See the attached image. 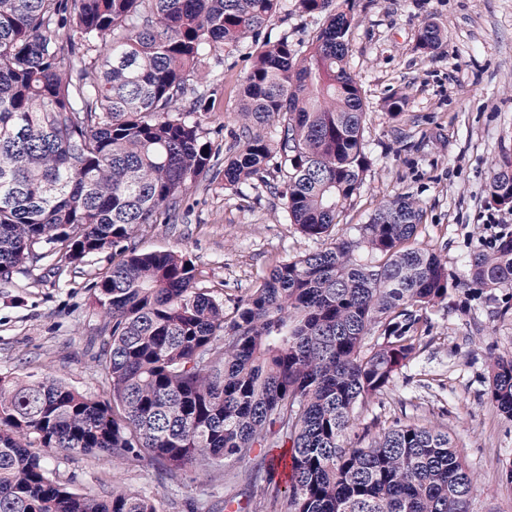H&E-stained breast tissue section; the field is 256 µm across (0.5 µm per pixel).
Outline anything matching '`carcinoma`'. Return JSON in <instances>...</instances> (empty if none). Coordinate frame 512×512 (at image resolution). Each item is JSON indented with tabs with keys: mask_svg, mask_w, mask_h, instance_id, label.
<instances>
[{
	"mask_svg": "<svg viewBox=\"0 0 512 512\" xmlns=\"http://www.w3.org/2000/svg\"><path fill=\"white\" fill-rule=\"evenodd\" d=\"M283 0H0V280L110 249L93 282L107 333L95 355L105 399L50 378L0 374V512H163L115 486L77 493L40 452L159 466L177 480L256 448H285V486L237 512H469L470 469L448 432L399 425L347 444L355 408L417 353L421 311L448 296V267L411 244L423 208L380 205L336 237L371 166L361 86L347 64L350 7L295 0L325 21L305 45L261 37ZM252 39L237 150L224 188L273 169L290 223L327 246L274 266L232 320L204 272L137 238L175 222L219 149L187 77L215 47ZM440 27L421 28L432 52ZM490 203L512 204V160ZM471 282L512 288V237L470 261ZM489 401L512 417V359L489 362Z\"/></svg>",
	"mask_w": 512,
	"mask_h": 512,
	"instance_id": "1",
	"label": "carcinoma"
}]
</instances>
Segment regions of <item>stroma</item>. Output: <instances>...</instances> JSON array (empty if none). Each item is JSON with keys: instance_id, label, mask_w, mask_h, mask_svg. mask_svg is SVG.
Listing matches in <instances>:
<instances>
[{"instance_id": "1", "label": "stroma", "mask_w": 512, "mask_h": 512, "mask_svg": "<svg viewBox=\"0 0 512 512\" xmlns=\"http://www.w3.org/2000/svg\"><path fill=\"white\" fill-rule=\"evenodd\" d=\"M286 0L267 25L272 35L308 41L323 16L304 15ZM348 66L366 104L365 149L372 164L346 210L340 232L354 236L383 201L412 195L424 209L415 246L446 261L448 297L423 312L419 351L390 386L358 408L348 435L366 446L395 424L446 431L468 464L475 485L470 512H512V418L487 399L488 359L512 358V288L486 297L469 277V261L490 252L499 225L512 230V208L489 202L497 164L512 158V0H355ZM439 25L443 43L428 53L418 33ZM250 62L245 49H216L187 80L202 94L200 119L219 162L188 190L181 217L140 236L143 251L186 254L224 300L225 313L275 264L320 250L290 224L284 201L266 187L224 188V161L234 152L240 84ZM403 102L390 116L392 100ZM112 265L111 251L54 271L42 263L0 280V373L50 375L98 394L93 357L103 320L90 284ZM44 466L68 488L96 496L121 485L158 499L165 512H210L225 495L260 496L250 462L230 461L212 474L187 472L176 484L155 468L131 471L95 455L49 454Z\"/></svg>"}]
</instances>
